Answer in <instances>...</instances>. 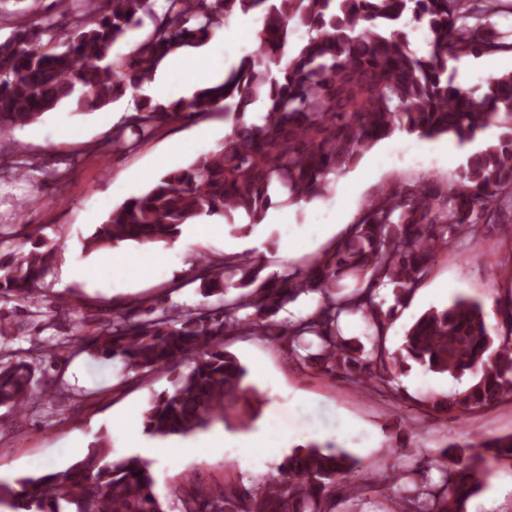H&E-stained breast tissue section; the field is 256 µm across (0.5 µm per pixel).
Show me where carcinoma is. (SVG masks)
<instances>
[{
	"label": "carcinoma",
	"instance_id": "1",
	"mask_svg": "<svg viewBox=\"0 0 512 512\" xmlns=\"http://www.w3.org/2000/svg\"><path fill=\"white\" fill-rule=\"evenodd\" d=\"M67 0L58 28L30 23L0 40V131L24 127L65 107L73 115L102 109L135 94L133 114L116 131L136 137L170 120L224 109L230 132L217 149L165 171L141 195L116 206L84 243L86 250L121 244L176 242L183 227L203 218L224 220L235 232L264 221L269 209L326 197L333 178L354 167L378 142L398 132L422 139L452 136L472 142L507 119L512 124V72L486 79L480 95L455 86L448 60L512 52V41L488 20L512 14V0ZM238 14L262 16L257 48L222 83L169 103L137 95L169 55L202 45ZM155 28L129 57L114 47L142 16ZM425 25L426 47L411 48L398 26ZM307 38L284 54L289 28ZM266 112L246 124L252 107ZM512 221V131L472 153L449 188L423 177L381 186L346 236L305 271L262 276L258 256L227 254L197 261L195 279L208 298L239 291L224 304L147 310L96 327L91 355L135 373H175L173 390L153 396L142 413L152 437L195 433L248 402V371L226 349L228 336H268L284 345L299 367L344 374L363 389L388 387L414 362L426 370L475 380L463 391L431 395L432 407L458 417L512 397V298L495 302L504 335H491L484 303L459 295L425 311L401 346L389 351L390 312L377 301L390 288L398 301L431 271L457 237L480 239L486 224ZM53 249L0 258V297L37 301L36 284ZM317 296L305 312L279 318L302 295ZM351 320L363 338L344 337ZM189 370L182 371L183 366ZM61 394L52 382L36 387L30 364L0 366V408L23 416ZM512 460V433L457 442L441 458L422 457L401 482L397 468L392 512H467L468 501ZM359 463L318 444L292 450L265 478L248 485L186 481L180 512H336L369 486L354 481ZM439 472V480L428 476ZM150 462L112 457L100 433L84 457L66 469L0 481V508L9 512H167L155 492Z\"/></svg>",
	"mask_w": 512,
	"mask_h": 512
}]
</instances>
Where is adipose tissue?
<instances>
[{
    "instance_id": "adipose-tissue-1",
    "label": "adipose tissue",
    "mask_w": 512,
    "mask_h": 512,
    "mask_svg": "<svg viewBox=\"0 0 512 512\" xmlns=\"http://www.w3.org/2000/svg\"><path fill=\"white\" fill-rule=\"evenodd\" d=\"M119 420L123 443L131 449L133 454L145 457L164 455L203 457L228 446L239 449V461L247 465L252 462L256 450L260 449L272 454L284 448L288 435L284 417L274 412L268 416L264 424L251 432L228 434L216 431L192 439H176L160 447L143 434L136 407H127L120 413Z\"/></svg>"
}]
</instances>
